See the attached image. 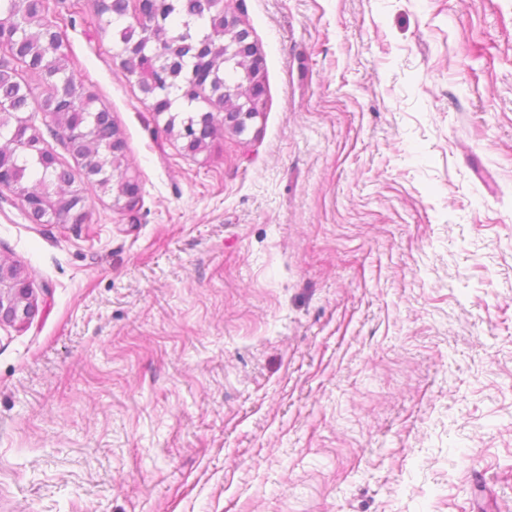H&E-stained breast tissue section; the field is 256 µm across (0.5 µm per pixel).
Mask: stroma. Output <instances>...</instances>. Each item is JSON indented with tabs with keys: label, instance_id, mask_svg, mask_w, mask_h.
Returning <instances> with one entry per match:
<instances>
[{
	"label": "stroma",
	"instance_id": "35a3bbf8",
	"mask_svg": "<svg viewBox=\"0 0 512 512\" xmlns=\"http://www.w3.org/2000/svg\"><path fill=\"white\" fill-rule=\"evenodd\" d=\"M259 117L192 155L52 0L138 201L0 189V512H512V0H226ZM18 200L21 206L31 216H38L45 213L46 210V193L42 188H30L19 192ZM30 308L24 277L13 265L0 261V321H24Z\"/></svg>",
	"mask_w": 512,
	"mask_h": 512
}]
</instances>
